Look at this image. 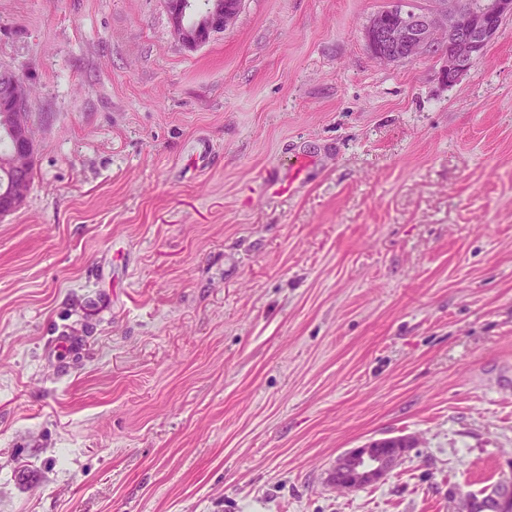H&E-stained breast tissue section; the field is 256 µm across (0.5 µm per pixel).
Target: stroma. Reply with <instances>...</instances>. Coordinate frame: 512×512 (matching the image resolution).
<instances>
[{"label":"stroma","mask_w":512,"mask_h":512,"mask_svg":"<svg viewBox=\"0 0 512 512\" xmlns=\"http://www.w3.org/2000/svg\"><path fill=\"white\" fill-rule=\"evenodd\" d=\"M386 3L243 0L190 50L164 0H0L36 139L0 512H457L512 479V18L451 86L370 55ZM391 436L384 481L328 485ZM416 446V439L401 436L372 440L341 455L330 469L327 482L336 490L350 491L377 484Z\"/></svg>","instance_id":"35a3bbf8"}]
</instances>
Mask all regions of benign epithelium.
<instances>
[{
  "label": "benign epithelium",
  "instance_id": "7a95c632",
  "mask_svg": "<svg viewBox=\"0 0 512 512\" xmlns=\"http://www.w3.org/2000/svg\"><path fill=\"white\" fill-rule=\"evenodd\" d=\"M387 11L374 16L365 28L367 46L377 61L390 65L399 56L415 61L430 51L440 37L448 38L446 78L453 86L467 75L488 46L512 17V0H435L429 12H419L409 0H389ZM167 10L182 43L196 48L211 34L231 27L237 9L228 0H211L205 21L189 26L186 18L198 11L197 0H168ZM9 89L8 112L0 134L14 141L13 149L0 158V171L7 176L0 188V215L15 210L30 187L28 168L34 154V138L29 120V88L15 72L5 76ZM417 440L389 437L372 440L341 455L328 473L327 482L336 490H358L379 483L397 466Z\"/></svg>",
  "mask_w": 512,
  "mask_h": 512
}]
</instances>
